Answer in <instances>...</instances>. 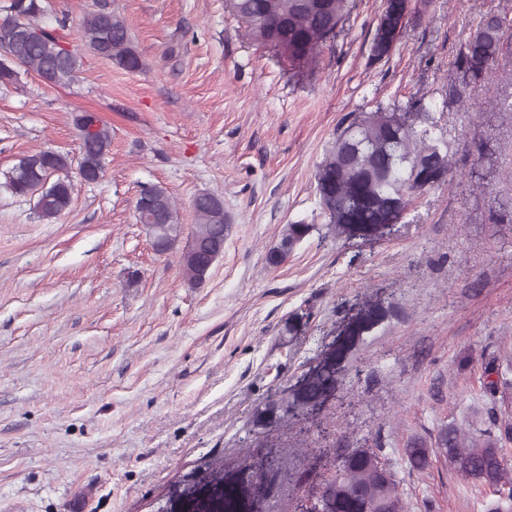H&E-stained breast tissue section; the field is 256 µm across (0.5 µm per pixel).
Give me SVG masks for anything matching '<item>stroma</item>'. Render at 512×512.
Masks as SVG:
<instances>
[{"label":"stroma","mask_w":512,"mask_h":512,"mask_svg":"<svg viewBox=\"0 0 512 512\" xmlns=\"http://www.w3.org/2000/svg\"><path fill=\"white\" fill-rule=\"evenodd\" d=\"M97 3L45 0L39 20L79 49L74 81L0 85V512H215L227 490L236 512H297L348 450L377 446L408 512H512L444 457L416 471L403 453L444 424L512 427V395L484 393L512 359V48L465 106L445 97L470 28L512 0H411L378 62L382 0H353L300 76L227 0H108L141 60L125 69L80 46ZM379 108L435 118L455 146L448 181L382 235L327 233L317 167ZM84 112L112 131L104 176L69 170L70 208L43 221L7 174L41 150L79 159ZM155 185L187 228L197 195L224 202V252L201 284L137 221ZM297 222L311 233L270 266ZM326 364L319 410L264 415Z\"/></svg>","instance_id":"obj_1"}]
</instances>
